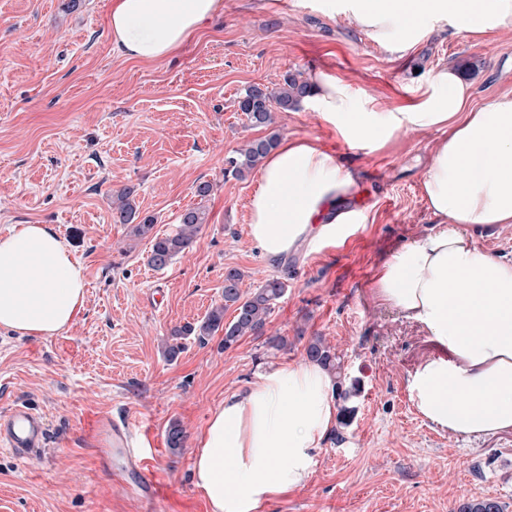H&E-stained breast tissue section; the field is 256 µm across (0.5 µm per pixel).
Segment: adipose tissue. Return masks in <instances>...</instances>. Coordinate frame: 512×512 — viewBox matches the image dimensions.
<instances>
[{"label": "adipose tissue", "mask_w": 512, "mask_h": 512, "mask_svg": "<svg viewBox=\"0 0 512 512\" xmlns=\"http://www.w3.org/2000/svg\"><path fill=\"white\" fill-rule=\"evenodd\" d=\"M222 0H112L114 50L153 62L176 51ZM365 34L393 49L441 20L486 34L512 19V0H347ZM317 111L349 147L386 146L405 128H444L423 173L434 230L378 270L374 295L416 323L438 349L408 389L424 419L462 439L512 432V258L476 234L512 224V93L468 110L472 87L451 67L434 71L408 111L356 96L340 78L312 74ZM354 180L317 141L284 139L264 159L249 201L248 235L278 259L300 241H333L360 212L342 210ZM85 276L68 244L43 224L0 237V326L44 340L81 314ZM329 374L282 363L226 396L196 439L192 476L208 512H265L304 486L336 425Z\"/></svg>", "instance_id": "adipose-tissue-1"}]
</instances>
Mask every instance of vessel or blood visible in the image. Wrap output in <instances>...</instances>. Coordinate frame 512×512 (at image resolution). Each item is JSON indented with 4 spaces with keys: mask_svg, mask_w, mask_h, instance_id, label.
Masks as SVG:
<instances>
[{
    "mask_svg": "<svg viewBox=\"0 0 512 512\" xmlns=\"http://www.w3.org/2000/svg\"><path fill=\"white\" fill-rule=\"evenodd\" d=\"M48 429L44 419L32 409L17 405L0 418V446L8 448L19 460L30 461L45 447ZM98 454L102 460H109L113 449L127 446L132 440L130 424L102 422L96 427ZM128 469L134 479L128 482L129 491L140 502L143 512H157L165 501L155 472L150 468L149 459L129 457Z\"/></svg>",
    "mask_w": 512,
    "mask_h": 512,
    "instance_id": "vessel-or-blood-1",
    "label": "vessel or blood"
}]
</instances>
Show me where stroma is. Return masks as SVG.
Returning a JSON list of instances; mask_svg holds the SVG:
<instances>
[{"label": "stroma", "instance_id": "stroma-1", "mask_svg": "<svg viewBox=\"0 0 512 512\" xmlns=\"http://www.w3.org/2000/svg\"><path fill=\"white\" fill-rule=\"evenodd\" d=\"M112 0H0V235L44 224L62 237L87 281L84 310L58 336L34 341L0 328V415L24 403L49 429L38 459L0 448V512H139L121 458L95 453L96 422L129 421L155 441L152 463L179 512H207L191 480L196 438L226 395L271 366L305 362L321 336L349 390L308 483L268 512H457L483 498L512 512V432L463 440L417 411L408 379L436 349L416 325L374 296L379 267L434 227L421 189L437 129H403L381 149H353L304 101L274 115L280 138L315 139L355 178L350 206L364 223L345 239L302 245L273 263L247 234L258 172L225 178L226 158L263 129L248 125L245 88L278 87L287 73L322 71L381 107L417 103L430 76L451 64L472 86V108L512 91V21L484 35L440 22L391 52L332 0H223L178 50L155 62L112 50ZM211 191L201 197L200 183ZM131 186L137 237L113 218L115 191ZM206 221L189 252L164 269L148 263L154 237L175 235L183 212ZM243 290L273 277L288 288L265 336L224 348L172 334L221 303L224 272ZM283 336L288 346H268ZM181 344L175 360L165 345ZM186 435L166 445L171 422Z\"/></svg>", "mask_w": 512, "mask_h": 512}]
</instances>
